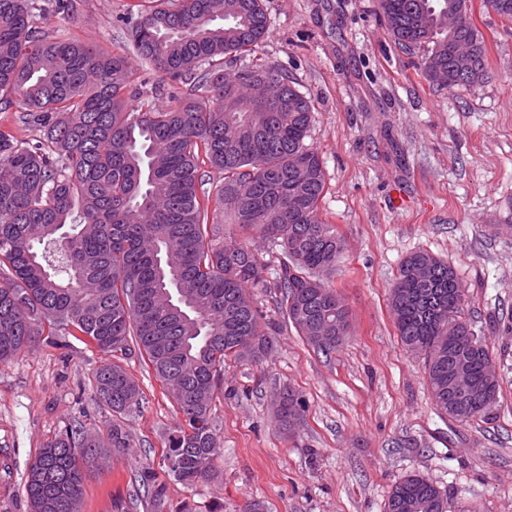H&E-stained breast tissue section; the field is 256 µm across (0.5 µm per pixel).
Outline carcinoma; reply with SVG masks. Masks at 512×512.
<instances>
[{
    "label": "carcinoma",
    "mask_w": 512,
    "mask_h": 512,
    "mask_svg": "<svg viewBox=\"0 0 512 512\" xmlns=\"http://www.w3.org/2000/svg\"><path fill=\"white\" fill-rule=\"evenodd\" d=\"M48 4L73 11L72 0H0V101L15 95L42 133L20 142L0 132V363L45 334H79L114 358L136 351L181 416L168 438L169 474L207 483L220 452L211 403L224 368L273 349L258 293L277 288L284 320L319 351H336L349 333L348 311L321 278L336 270L342 239L320 215L326 173L305 143L313 102L280 68L254 61L224 83V57L247 58L264 40L265 0L136 5L133 53L184 91L135 106L127 55L41 35ZM378 7L400 50H423L428 83L483 82L487 48L472 0ZM268 75L282 84L279 101L247 111L250 83ZM201 159L224 175L222 224L209 222ZM252 238L282 249L270 280ZM458 288L449 262L417 251L401 261L389 307L402 346L426 355L437 409L466 424L490 418L500 385ZM95 389L115 416L107 438L74 426L47 442L24 485L31 512H80L85 471L131 452L123 418L143 400L138 382L113 361L96 371ZM305 412L296 394L277 405L285 427ZM416 504L413 512H448L447 494L419 474L393 486L385 512Z\"/></svg>",
    "instance_id": "cac0c4a2"
}]
</instances>
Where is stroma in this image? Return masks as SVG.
I'll use <instances>...</instances> for the list:
<instances>
[{
	"instance_id": "1",
	"label": "stroma",
	"mask_w": 512,
	"mask_h": 512,
	"mask_svg": "<svg viewBox=\"0 0 512 512\" xmlns=\"http://www.w3.org/2000/svg\"><path fill=\"white\" fill-rule=\"evenodd\" d=\"M134 0H76L69 17L39 21L48 37L127 45ZM257 50L285 68L315 104L307 144L326 172L320 213L346 249L328 275L350 333L326 355L286 327L275 292L259 295L272 328L262 362L224 371L212 404L221 451L215 481L168 475L165 443L180 416L152 369L124 367L143 391L125 423L133 450L87 474L81 512H383L411 474L448 495L451 512H512V22L473 0L489 66L470 91L439 89L416 56L395 46L377 0H265ZM424 250L448 260L467 291L500 392L486 421L437 413L423 356L405 350L388 307L401 261ZM110 357L71 336L41 337L0 364V512H29L23 484L43 445L74 424L106 434L112 411L95 398L94 373ZM294 387L307 404L293 433L275 399ZM164 487L161 505L140 491L142 471Z\"/></svg>"
}]
</instances>
